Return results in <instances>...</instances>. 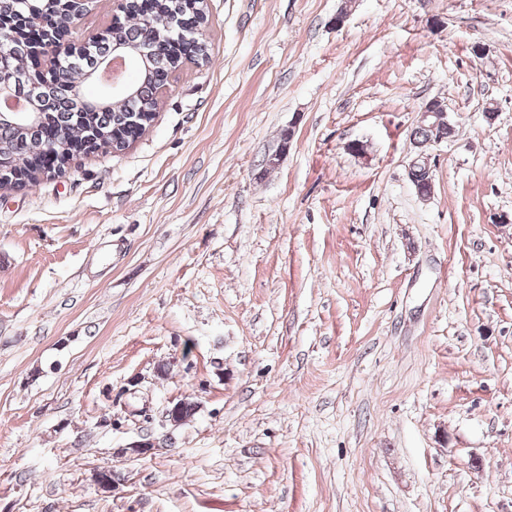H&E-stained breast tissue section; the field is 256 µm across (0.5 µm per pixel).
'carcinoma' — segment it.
<instances>
[{"instance_id":"1","label":"carcinoma","mask_w":512,"mask_h":512,"mask_svg":"<svg viewBox=\"0 0 512 512\" xmlns=\"http://www.w3.org/2000/svg\"><path fill=\"white\" fill-rule=\"evenodd\" d=\"M33 0H0V16L30 13L41 17L62 29L72 17L86 9L78 0H56L54 11L48 13L41 8L30 9ZM207 23L203 0H154L149 16H143L140 0H127L124 20L112 28L110 42H119L143 53V74L133 91L107 106L91 110L72 98L71 86L84 83L95 69L104 49L72 57L63 62L60 70L48 79L33 81L26 69L25 44L15 42L11 72L15 93L28 96L37 90L38 105L43 109L38 121L20 125L8 113H0V161L15 165L23 181L19 187L38 183V162L43 149L51 142L59 129L67 131L69 137L81 143L97 133L112 138L115 128H129L128 136L136 133L137 125L130 119L143 112H153L157 102L149 96V88L175 86L169 80L179 69L182 61L175 58L173 37L182 34L190 37L194 31ZM448 136L446 129H431L426 119L413 131V140L420 144L434 142Z\"/></svg>"}]
</instances>
